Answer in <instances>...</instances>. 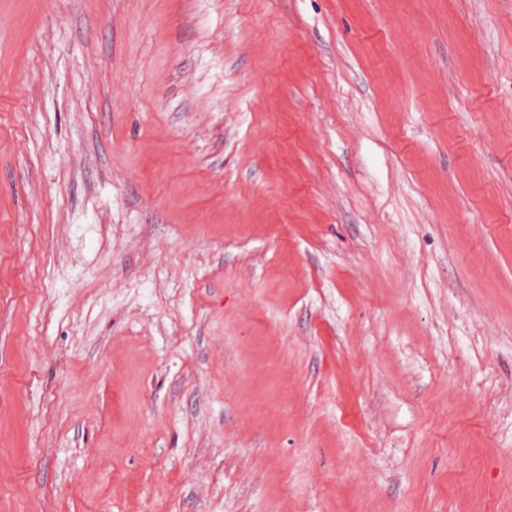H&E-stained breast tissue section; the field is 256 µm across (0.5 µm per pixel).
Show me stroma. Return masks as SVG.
I'll return each instance as SVG.
<instances>
[{"label":"stroma","mask_w":512,"mask_h":512,"mask_svg":"<svg viewBox=\"0 0 512 512\" xmlns=\"http://www.w3.org/2000/svg\"><path fill=\"white\" fill-rule=\"evenodd\" d=\"M0 512H512V0H0Z\"/></svg>","instance_id":"1"}]
</instances>
